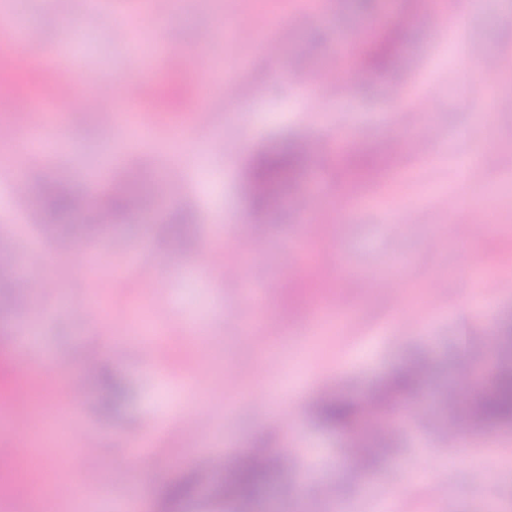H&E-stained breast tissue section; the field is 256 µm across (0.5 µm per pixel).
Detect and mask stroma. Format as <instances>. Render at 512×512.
<instances>
[{
	"instance_id": "stroma-1",
	"label": "stroma",
	"mask_w": 512,
	"mask_h": 512,
	"mask_svg": "<svg viewBox=\"0 0 512 512\" xmlns=\"http://www.w3.org/2000/svg\"><path fill=\"white\" fill-rule=\"evenodd\" d=\"M73 0H0V13L22 17L41 36L34 52L53 54L75 81L108 75L141 95L137 44L169 39L198 58L185 72L192 94L179 110L141 111L138 137L117 96L100 92L105 126L95 114L77 125L62 101L47 115L44 139L16 135L27 106L0 112V225L13 227L0 266L19 270L40 245L45 287L37 301L21 299L9 333L30 331L36 370L52 373L38 389V408L24 434L49 479L54 512H113L132 495L156 505L159 487L191 470L210 471L260 437L274 453L289 450L293 472L270 494L268 512H512V428L469 433L467 456L434 431L393 412L397 448L386 463L353 474L341 434L321 429L309 414L323 392L363 398L413 352L442 368L441 382L458 390L485 382L497 363L489 322L512 316V111L469 98L476 63L468 49L500 62L498 93L512 96V0H480L460 14V0H159L156 23L143 33L114 28L112 15L133 12L134 0L77 15ZM460 15L457 25L450 16ZM409 23L402 47L372 78L355 72V51L400 18ZM209 31L208 48L198 34ZM282 42L277 57L255 65L261 39ZM337 71L325 89L303 87L293 66ZM226 69L241 90L224 93ZM491 120H483V113ZM188 132L203 145L194 153L172 139ZM434 137L430 158L414 153L422 133ZM283 138L307 143L311 159L292 191L314 201L311 215L282 203L265 245L245 264L243 278L260 277L270 290L251 303L242 280L216 272L188 273L208 246L234 247L256 231L244 169L258 149ZM365 149L378 173L348 182L342 155ZM132 158L148 176V199L102 235L44 237L12 200L15 177L43 183L67 177L80 191L114 177V153ZM461 194V220L477 225L469 238L449 230L440 201ZM370 199L349 209L350 201ZM188 212L195 218L186 249L156 242L152 227ZM408 217L398 235L393 226ZM321 226L296 262L280 247L303 240L307 221ZM479 289L485 308L465 297ZM96 300L93 320L78 309ZM116 375L131 397L107 404L98 382ZM81 382L79 400L70 383ZM209 424L188 428L183 402ZM98 449H82L86 435ZM436 482L412 479L418 462ZM490 468L474 481L473 465ZM126 472L113 484L115 470Z\"/></svg>"
}]
</instances>
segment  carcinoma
Instances as JSON below:
<instances>
[{
	"label": "carcinoma",
	"instance_id": "carcinoma-1",
	"mask_svg": "<svg viewBox=\"0 0 512 512\" xmlns=\"http://www.w3.org/2000/svg\"><path fill=\"white\" fill-rule=\"evenodd\" d=\"M396 45L397 36L387 33L360 50L361 65L372 72L384 69ZM306 160L307 152L297 141L269 147L252 159L247 190L258 212L270 215L278 208ZM343 164L353 178L367 179L374 173L373 164L360 151L347 152ZM28 191L43 215V229L51 232H96L101 224L140 208L145 200L140 178L92 199L84 198L64 180L49 192L31 184ZM191 229L192 221L184 217L164 225V237L172 246L183 247L190 240ZM494 341L498 360L486 383L469 395H456L451 404L444 391L439 396L438 413H420V419L442 439L453 434L456 414L464 415L478 433L512 428V320L499 326ZM436 375L437 370L427 357L413 356L377 382L361 400L336 393L321 395L313 405L314 420L324 429L346 436L345 452L352 470L364 474L382 463L396 447L393 435L380 426L382 418L399 402L419 398ZM269 448L270 438H257L227 463L223 473L205 480L198 475H182L165 484L158 491L161 512H183L184 504L196 496L203 484L208 486L212 499L228 512H267L271 489L291 470V464L273 459Z\"/></svg>",
	"mask_w": 512,
	"mask_h": 512
}]
</instances>
